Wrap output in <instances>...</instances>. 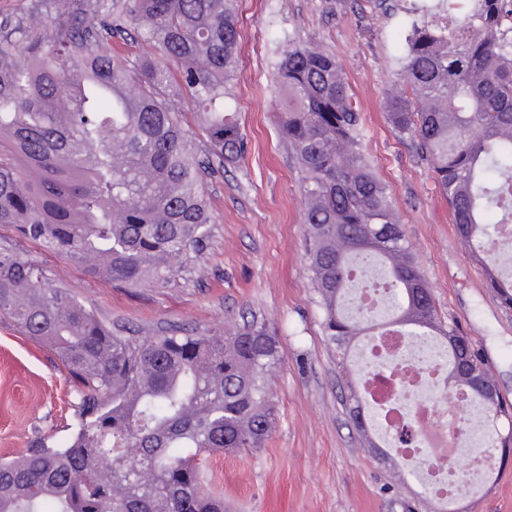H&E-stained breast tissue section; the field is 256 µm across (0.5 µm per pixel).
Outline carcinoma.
Returning a JSON list of instances; mask_svg holds the SVG:
<instances>
[{
  "instance_id": "carcinoma-1",
  "label": "carcinoma",
  "mask_w": 512,
  "mask_h": 512,
  "mask_svg": "<svg viewBox=\"0 0 512 512\" xmlns=\"http://www.w3.org/2000/svg\"><path fill=\"white\" fill-rule=\"evenodd\" d=\"M412 24L390 126L410 137L477 257L512 225V0H448ZM38 19L0 47V224L20 242L64 255L126 288L198 272L213 217L210 156L231 164L246 142L226 102L239 62L232 0H97L93 17L30 42ZM125 49H112V36ZM283 138L304 172L302 201L312 285L337 366L366 376L351 352L383 336L357 296L381 298L389 324L447 370L460 402L459 357L483 369L470 343L438 316L388 186L373 173L360 114L336 59L293 43L275 75ZM208 146L182 115V92ZM500 214L488 232L487 216ZM512 309V280L488 269ZM0 323L51 350L73 383L76 428L57 448L36 442L0 463V512H224L203 484L207 458L262 447L276 425L270 377L276 333L252 319L217 336L171 325L152 335L114 327L12 246L0 247ZM353 425L370 437L367 401L351 389ZM488 447L507 451L496 417L512 404L475 395Z\"/></svg>"
}]
</instances>
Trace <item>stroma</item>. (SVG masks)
I'll return each instance as SVG.
<instances>
[{
    "mask_svg": "<svg viewBox=\"0 0 512 512\" xmlns=\"http://www.w3.org/2000/svg\"><path fill=\"white\" fill-rule=\"evenodd\" d=\"M439 0H233L241 28L229 105L248 141L233 165L216 168L207 193L213 238L188 280L122 288L67 258L17 242L0 224V245L27 257L100 317L150 333L184 324L211 334L258 318L280 339L283 359L271 380L278 422L261 448L215 455L206 471L233 512H437L407 463L380 460L355 430L349 390L322 333L303 223V174L279 132L272 85L289 43L333 55L362 115L359 138L375 175L387 184L398 220L439 315L470 339L498 394L512 404V310L499 303L484 270L457 235L447 200L406 136L386 120L388 93L401 81V58L417 2ZM42 33L60 25L44 0H0V42L17 39L30 14ZM75 418L64 367L45 347L0 325V459L26 454L40 439L68 441ZM456 512H512V456Z\"/></svg>",
    "mask_w": 512,
    "mask_h": 512,
    "instance_id": "obj_1",
    "label": "stroma"
}]
</instances>
